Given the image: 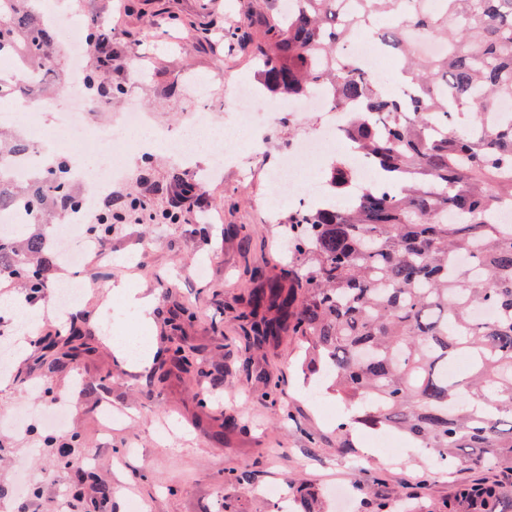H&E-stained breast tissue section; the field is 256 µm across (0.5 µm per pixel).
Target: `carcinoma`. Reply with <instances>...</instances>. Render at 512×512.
Wrapping results in <instances>:
<instances>
[{
	"mask_svg": "<svg viewBox=\"0 0 512 512\" xmlns=\"http://www.w3.org/2000/svg\"><path fill=\"white\" fill-rule=\"evenodd\" d=\"M276 0L231 34L251 49L264 89L310 95L327 85L351 113L345 137L370 158L379 187L357 190L344 161L325 177L316 207L288 213L294 262L250 294L249 347L288 333L346 405L353 424L397 432L443 463L492 469L501 478L460 486L445 512H512V122L492 119L512 104V0H302L289 17ZM382 16L394 25L375 27ZM373 36L395 59L403 92L388 93L351 52ZM445 42L442 54L417 37ZM17 44L24 69L55 74L59 51L29 0H0V48ZM34 150L26 136L0 135V159ZM58 161L40 184L0 170V208L22 203L26 223L0 236V281L38 303L51 282L45 227L80 205ZM102 204L94 235L106 245L113 211ZM85 331L47 344L76 352ZM148 374L206 377L198 349L170 336Z\"/></svg>",
	"mask_w": 512,
	"mask_h": 512,
	"instance_id": "cac0c4a2",
	"label": "carcinoma"
}]
</instances>
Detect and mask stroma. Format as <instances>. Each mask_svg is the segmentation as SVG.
I'll use <instances>...</instances> for the list:
<instances>
[{
    "label": "stroma",
    "instance_id": "35a3bbf8",
    "mask_svg": "<svg viewBox=\"0 0 512 512\" xmlns=\"http://www.w3.org/2000/svg\"><path fill=\"white\" fill-rule=\"evenodd\" d=\"M55 2L77 9L81 24L112 29V59L104 69L119 92L88 107L91 123L108 122L133 100L170 132L197 111V88L213 85L209 108L226 116L234 86L259 82L248 53L226 34L244 29L248 5L263 0H81L76 7L70 0ZM314 127L311 120L262 126L241 148L240 162L188 201L177 196L172 176L196 182L199 163L162 150L127 158V175L113 183L112 197L136 199L157 213L174 211L179 221L155 224L143 211L126 212L108 244L111 269H90L93 286L72 308L96 337L93 351L45 372L43 340L65 326L47 312L38 336L28 339L27 353L15 358L10 382H0V415L17 406L31 409L25 430L0 428V486L12 487L24 471L35 477L28 512H74L73 490L92 500L99 481L114 489L109 512H128L131 497L150 512H275L265 495L272 485L299 502L321 499L324 512H371L376 499L398 496L434 512L459 484L474 480L473 472L460 468L433 477L426 449L410 440H402L389 460L372 447L371 430L355 425L340 434L347 409L333 393L312 390L295 337L282 336L260 349L245 346L237 314L251 271L276 274L288 264L281 227L258 203L272 194L278 151ZM145 168L150 178L143 183ZM241 225L246 234H237ZM131 257L138 270L130 287L153 299V324L146 332L155 348L168 344V308L193 304L186 334L203 348L207 378L174 377L158 392L146 386L137 365L114 357L113 339L102 327L114 299L107 283L123 276ZM201 264L206 272L199 279L194 271ZM108 372L113 380L107 384ZM269 378L280 384L279 399L265 395ZM62 400L75 408L69 430L79 436L67 470L58 468V452L46 444L55 431L44 419ZM106 402L126 415L109 431L101 422ZM285 410L291 418L284 423ZM233 414L242 415V430L219 438L225 416ZM233 473L246 474L247 482H231Z\"/></svg>",
    "mask_w": 512,
    "mask_h": 512
}]
</instances>
